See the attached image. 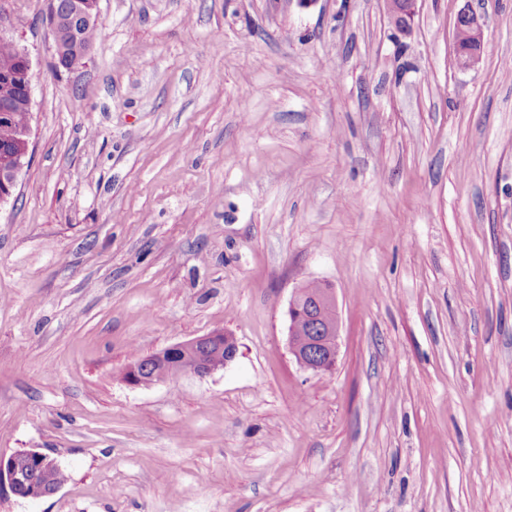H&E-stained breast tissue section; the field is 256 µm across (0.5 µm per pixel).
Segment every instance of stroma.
I'll return each instance as SVG.
<instances>
[{
  "label": "stroma",
  "instance_id": "stroma-1",
  "mask_svg": "<svg viewBox=\"0 0 512 512\" xmlns=\"http://www.w3.org/2000/svg\"><path fill=\"white\" fill-rule=\"evenodd\" d=\"M481 60L454 59L462 9ZM0 204V456L65 474L0 512H512V0H98ZM329 283L336 367L288 301ZM221 331L224 369L133 387ZM460 36L457 37L456 33ZM454 50L456 64L459 68L473 67L481 58L483 46V19L470 10L457 14L454 29ZM302 287L296 288L288 302V347L298 364L315 373L324 374L331 372L336 366L338 355L339 321L336 313L335 329L327 327L326 336H308L307 343L311 348L301 351L300 345L295 340L297 327L305 320L314 318L312 307H304L302 299ZM303 339L304 336H296ZM212 348H225L226 350L217 351ZM210 351V355L224 358L223 363H214L207 355V351ZM181 352L182 356H169L166 358V364L163 368L162 374L167 380H173L181 376V366L183 359V374L193 375L200 378L209 376L214 372L224 369L236 355L237 344L232 336H227L224 332L216 331L207 336H201L194 339H190L185 342L178 343L171 347L164 348L158 352L145 356L144 359L129 363L125 368L127 374L124 379L128 385L135 387H149L158 383L165 382L166 379L162 376H152L156 370L154 364L151 362L143 361L150 359V361L159 364L164 362L166 353L170 352ZM224 354L226 358L224 357ZM143 366V367H142ZM144 374L142 375L141 372ZM145 375V376H144ZM151 376V377H146Z\"/></svg>",
  "mask_w": 512,
  "mask_h": 512
}]
</instances>
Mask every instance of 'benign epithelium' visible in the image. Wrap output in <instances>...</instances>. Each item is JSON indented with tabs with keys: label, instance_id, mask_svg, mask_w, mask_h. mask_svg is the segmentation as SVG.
I'll return each instance as SVG.
<instances>
[{
	"label": "benign epithelium",
	"instance_id": "1",
	"mask_svg": "<svg viewBox=\"0 0 512 512\" xmlns=\"http://www.w3.org/2000/svg\"><path fill=\"white\" fill-rule=\"evenodd\" d=\"M389 11L399 26L408 23L416 13L418 0H387ZM98 0H50L49 23L55 42L58 56L65 57V68L69 69L80 63L86 56L84 49L76 44L68 51L60 40V27L68 23L76 26L81 21L91 22L96 19ZM453 37L456 64L462 69L477 64L481 58L483 46V19L470 10H462L457 14ZM24 87L26 96H31V63L27 54L17 51L14 59L0 63V101L6 103L18 87ZM29 132L25 131L18 136V146L5 151L0 159V204L6 202L12 195L17 184V178L27 164L29 155ZM302 289L297 288L288 302V347L298 364L315 373L324 374L332 371L336 366L338 355L339 329L327 328L324 336H310L307 343L311 348L301 351L295 340L297 327L314 316L312 308L303 305L301 299ZM212 348L227 350L224 362L215 363L207 355ZM182 353L183 374L200 378L209 376L224 368L236 355L237 344L233 337L222 331L213 332L164 348L148 355L150 361L159 364L164 362L166 354L170 352ZM143 361H134L125 368V382L135 387H149L165 381L162 376L146 377L142 375ZM27 462L36 469L57 466L54 458L34 450L19 451L8 458L0 456V485L5 483L13 494H18L20 481V463Z\"/></svg>",
	"mask_w": 512,
	"mask_h": 512
}]
</instances>
